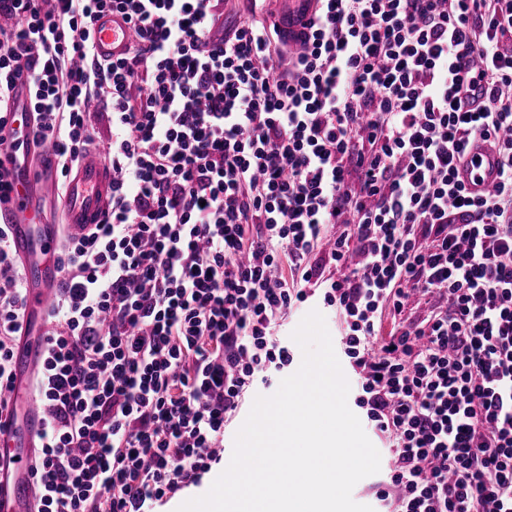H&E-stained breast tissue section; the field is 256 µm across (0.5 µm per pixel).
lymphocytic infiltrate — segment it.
<instances>
[{
  "label": "lymphocytic infiltrate",
  "instance_id": "lymphocytic-infiltrate-1",
  "mask_svg": "<svg viewBox=\"0 0 512 512\" xmlns=\"http://www.w3.org/2000/svg\"><path fill=\"white\" fill-rule=\"evenodd\" d=\"M267 0H0V145L19 81L67 178L112 124L103 223L62 235L36 383L39 512H155L220 463L277 318H344L389 441L388 512H512V0H318L289 48ZM138 40L94 59L98 13ZM479 86L477 111L459 95ZM491 191L457 179L474 138ZM0 225V412L24 269Z\"/></svg>",
  "mask_w": 512,
  "mask_h": 512
}]
</instances>
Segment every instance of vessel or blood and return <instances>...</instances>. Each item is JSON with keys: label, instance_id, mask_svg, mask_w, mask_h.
<instances>
[{"label": "vessel or blood", "instance_id": "obj_1", "mask_svg": "<svg viewBox=\"0 0 512 512\" xmlns=\"http://www.w3.org/2000/svg\"><path fill=\"white\" fill-rule=\"evenodd\" d=\"M276 19L289 45L304 41L316 0H277ZM134 36L118 12L101 13L94 23L95 57L113 60L132 45ZM33 127L27 113H18L6 152L12 158V189L0 200V224L12 229V248L27 279L26 309L31 318L45 321L56 298L62 272L56 262L61 229L88 230L102 220L112 196V173L99 155L87 156L67 180L62 196V224L46 223L43 197L54 190L57 177L52 156L27 151ZM497 156L482 140L469 146L460 179L468 193L490 191L497 180ZM16 369L29 389L24 421L0 415V512H37V483L32 474L44 421L32 390L44 360L42 348L19 346Z\"/></svg>", "mask_w": 512, "mask_h": 512}]
</instances>
